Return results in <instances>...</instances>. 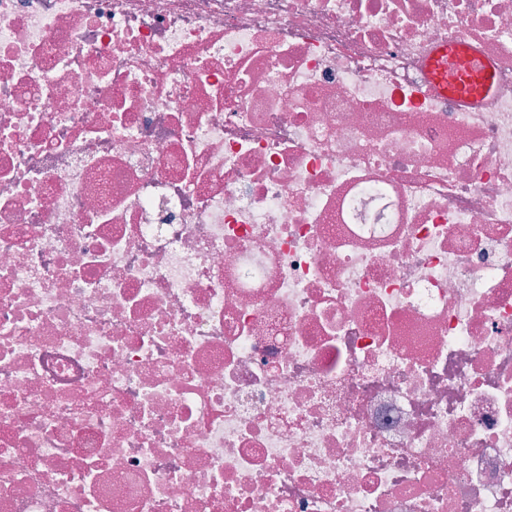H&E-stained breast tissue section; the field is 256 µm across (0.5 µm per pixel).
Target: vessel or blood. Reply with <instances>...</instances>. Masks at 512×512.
I'll use <instances>...</instances> for the list:
<instances>
[{
    "instance_id": "vessel-or-blood-1",
    "label": "vessel or blood",
    "mask_w": 512,
    "mask_h": 512,
    "mask_svg": "<svg viewBox=\"0 0 512 512\" xmlns=\"http://www.w3.org/2000/svg\"><path fill=\"white\" fill-rule=\"evenodd\" d=\"M426 79L440 94L478 99L493 89V65L478 60L463 43L446 44L434 51Z\"/></svg>"
}]
</instances>
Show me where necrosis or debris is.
<instances>
[{"instance_id": "necrosis-or-debris-1", "label": "necrosis or debris", "mask_w": 512, "mask_h": 512, "mask_svg": "<svg viewBox=\"0 0 512 512\" xmlns=\"http://www.w3.org/2000/svg\"><path fill=\"white\" fill-rule=\"evenodd\" d=\"M0 512H512V0H0ZM426 70L427 81L444 96L479 99L490 94L493 89L492 63L478 60L460 42L438 47Z\"/></svg>"}]
</instances>
